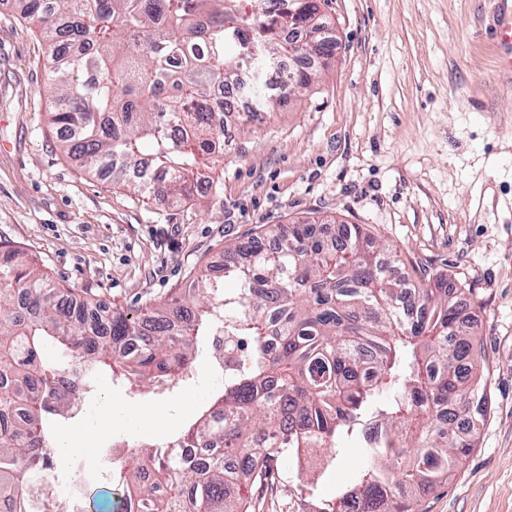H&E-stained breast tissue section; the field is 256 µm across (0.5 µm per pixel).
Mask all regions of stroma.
<instances>
[{"label": "stroma", "mask_w": 512, "mask_h": 512, "mask_svg": "<svg viewBox=\"0 0 512 512\" xmlns=\"http://www.w3.org/2000/svg\"><path fill=\"white\" fill-rule=\"evenodd\" d=\"M492 0H327L338 44L315 82L263 122L233 123L220 198L160 208L57 147L53 70L15 0H0V240L73 298L141 309L224 263L264 224H361L452 279L475 312L490 407L477 446L416 512H512V81L495 72ZM145 400L190 422L218 379ZM362 458L356 441L318 479L281 462L255 512H319Z\"/></svg>", "instance_id": "1"}]
</instances>
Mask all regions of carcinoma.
I'll return each mask as SVG.
<instances>
[{
  "mask_svg": "<svg viewBox=\"0 0 512 512\" xmlns=\"http://www.w3.org/2000/svg\"><path fill=\"white\" fill-rule=\"evenodd\" d=\"M49 50L65 106L51 113L59 147L87 173L156 206L223 189L224 111L217 89L251 98V118L309 87L269 68L291 55L273 32L278 0H17ZM250 56L251 79L238 71ZM224 248V278L200 269L188 288L135 314L69 308L28 253L0 241V512H72L33 477L48 474L49 431L102 376L144 400L178 387L199 344L234 336L236 365L170 442L112 462L122 512H250L244 485H273L284 453L339 454L359 440L365 462L336 495L339 510L413 512L475 447L489 409L477 376V330L464 291L376 242L361 224L336 242L307 222L270 224ZM203 449L197 459L183 449Z\"/></svg>",
  "mask_w": 512,
  "mask_h": 512,
  "instance_id": "carcinoma-1",
  "label": "carcinoma"
}]
</instances>
